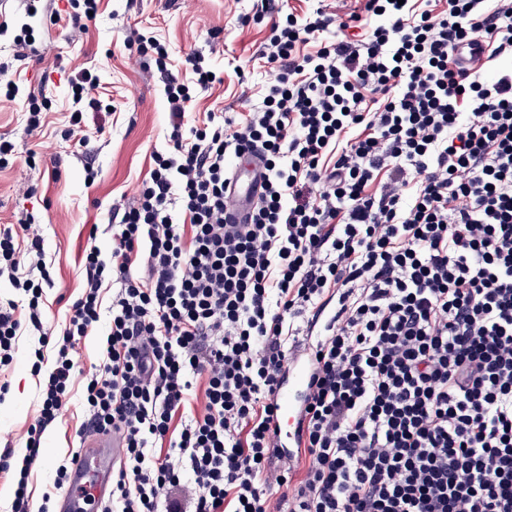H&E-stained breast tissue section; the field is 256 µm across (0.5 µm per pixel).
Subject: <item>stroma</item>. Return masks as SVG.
<instances>
[{
    "mask_svg": "<svg viewBox=\"0 0 512 512\" xmlns=\"http://www.w3.org/2000/svg\"><path fill=\"white\" fill-rule=\"evenodd\" d=\"M26 0H0V21L10 28L29 25L33 49L25 59H13L9 34L0 35V60L19 72L28 91L38 90V74L50 72L47 93L52 108L45 127L28 132L20 119L25 98L0 103V135L9 136L18 152L0 169V225L17 224L27 213L37 223L33 233L43 240L52 264L54 285L46 291V322L56 325L78 295L83 281L80 253L88 241L108 250V224L114 205L134 204L150 169V155L164 149L170 113L163 83L154 63L129 54L130 30L152 29L169 47L171 70L186 74L185 59L201 54L219 80L198 95L185 114L187 127L201 125L207 113H246L254 108L258 90L275 83L277 72L259 59L272 22L260 13V0H100L99 17L88 33L66 41L51 25L46 9L26 11ZM88 69L100 78L99 93L110 100L111 111L87 118L91 128L87 152L61 157L60 132L68 109L69 81ZM93 161L99 171L94 185L85 182L84 166ZM34 339L22 337L9 371L10 390L0 402V447L11 446L23 456L21 437L33 424L38 381L31 374ZM62 408L57 422L42 437L40 459L32 488L50 485L59 461L77 445L83 421L79 389L82 379Z\"/></svg>",
    "mask_w": 512,
    "mask_h": 512,
    "instance_id": "1",
    "label": "stroma"
}]
</instances>
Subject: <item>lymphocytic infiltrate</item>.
Instances as JSON below:
<instances>
[{"label": "lymphocytic infiltrate", "mask_w": 512, "mask_h": 512, "mask_svg": "<svg viewBox=\"0 0 512 512\" xmlns=\"http://www.w3.org/2000/svg\"><path fill=\"white\" fill-rule=\"evenodd\" d=\"M417 2L272 22L260 59L276 83L250 112L190 130L186 107L211 85L205 57L186 58L185 82L156 36L127 37L154 56L167 147L136 206L113 209L111 251L84 249L57 330L44 327L40 236L0 227L14 290L0 297V374L20 337H36L40 388L24 456H0L11 512H50L70 488L67 458L41 497L29 484L70 397L73 353L103 320L78 435L122 436L105 512H512V71L488 81L454 55L480 33L491 57L511 59L512 6ZM332 26L336 39L302 51ZM70 85L75 154L85 114L104 105L90 70ZM251 155L263 194L234 224L226 161ZM299 318L320 335L303 445L276 470L272 393Z\"/></svg>", "instance_id": "obj_1"}]
</instances>
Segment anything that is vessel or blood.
<instances>
[{"label": "vessel or blood", "mask_w": 512, "mask_h": 512, "mask_svg": "<svg viewBox=\"0 0 512 512\" xmlns=\"http://www.w3.org/2000/svg\"><path fill=\"white\" fill-rule=\"evenodd\" d=\"M256 164L239 163L234 167L236 184L227 208L233 219H242L246 207L258 197L260 184ZM309 341H300L288 362V379L280 383L273 400L281 421L280 439H293L294 423L300 397L305 392L310 375ZM123 455L120 434H100L84 440L71 464L72 487L60 501L59 512H95L103 501L112 478V470Z\"/></svg>", "instance_id": "obj_1"}]
</instances>
